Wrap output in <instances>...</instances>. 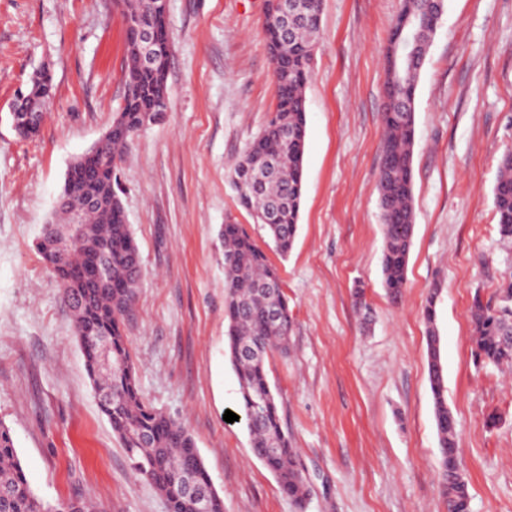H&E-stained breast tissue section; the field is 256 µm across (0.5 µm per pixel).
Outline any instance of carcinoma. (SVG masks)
Returning a JSON list of instances; mask_svg holds the SVG:
<instances>
[{
  "instance_id": "carcinoma-1",
  "label": "carcinoma",
  "mask_w": 512,
  "mask_h": 512,
  "mask_svg": "<svg viewBox=\"0 0 512 512\" xmlns=\"http://www.w3.org/2000/svg\"><path fill=\"white\" fill-rule=\"evenodd\" d=\"M112 7L138 23L155 29L160 59L153 69L143 67L137 42L129 28L126 87L123 104L112 123V139L97 158H80L71 167L62 196L87 195L99 205L85 216L86 231L74 250L68 268L54 266L52 252L39 246L45 264L63 288V298L73 309L76 333H90L99 346L84 350L89 375L96 388L112 393L100 409L112 425L129 460L141 462L138 475L150 482L166 500L168 512H196L194 498L180 490L183 480L209 486V476L195 440L187 427L147 405L137 386L124 324L142 278L139 250L125 222L117 172L147 112L164 111L167 97L166 69L169 41L164 15L155 12L152 0H112ZM322 0H312L314 17L299 25L288 43L280 42L273 13L267 4L263 18L266 45L274 69L275 107L262 131L250 142L233 169L232 182L253 178L262 185L259 194L237 190L240 204L254 222L263 225L275 250L283 257L293 248L298 230L306 144L305 88L311 78L313 51L320 33ZM445 12V0H402L393 24L397 33L409 18L425 23L420 53L427 54L430 39ZM422 62L403 72L385 54L387 107L380 148L378 209L383 226L382 271L385 288L398 300L406 281V267L414 233L412 205L413 150L415 145V93ZM51 83L47 74L35 77L23 92L25 104L44 109ZM288 136H283V130ZM500 239L512 244V151L499 160L493 188ZM277 214L266 224L263 214ZM224 243L225 319L227 352L239 384L240 408L245 417L253 454L274 474L280 490L299 506L309 495L298 450L291 447L272 389L266 362L288 350L293 319L282 289L278 269L256 244L252 235L231 221L221 228ZM89 255L112 258V287L99 288L80 280L75 271ZM273 282L272 297L257 290L260 282ZM282 310L281 322L272 327L265 320L271 301ZM472 347L476 361L495 367L512 366V274L496 292L495 301L475 294L470 310ZM252 354L242 355L243 348ZM428 375L440 449V479L448 512H470L467 481L459 466L457 421L444 395V370L439 336L430 330ZM0 512H50L34 494L23 474L12 434L0 423Z\"/></svg>"
}]
</instances>
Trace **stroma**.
<instances>
[{"label": "stroma", "instance_id": "stroma-1", "mask_svg": "<svg viewBox=\"0 0 512 512\" xmlns=\"http://www.w3.org/2000/svg\"><path fill=\"white\" fill-rule=\"evenodd\" d=\"M267 0H168L166 110L133 139L120 194L143 277L125 336L144 399L192 433L224 512H447L428 379L426 299L458 421L470 512H512V367L472 354L470 306L512 271L493 206L512 150V0H446L415 95V226L400 302L378 217L384 52L399 0H322L306 88L299 229L268 251L293 314L268 378L300 451L297 506L252 453L227 356L224 246H266L230 173L275 105ZM109 0H0V422L45 505L166 512L101 413L71 309L38 247L71 164L122 105L124 26ZM47 66L46 118L20 138L9 104Z\"/></svg>", "mask_w": 512, "mask_h": 512}]
</instances>
